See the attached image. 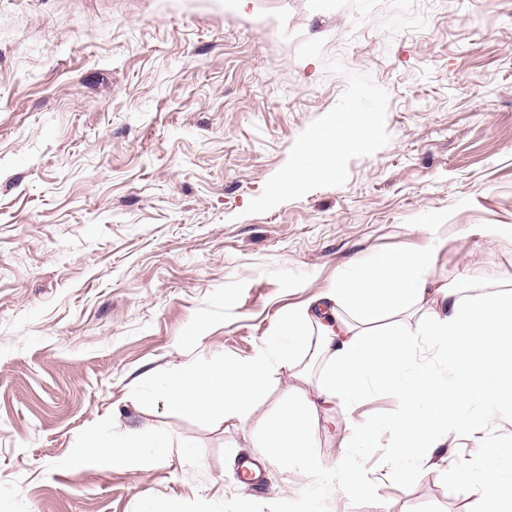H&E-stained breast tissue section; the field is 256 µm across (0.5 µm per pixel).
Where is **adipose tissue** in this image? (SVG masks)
<instances>
[{"label": "adipose tissue", "instance_id": "1", "mask_svg": "<svg viewBox=\"0 0 512 512\" xmlns=\"http://www.w3.org/2000/svg\"><path fill=\"white\" fill-rule=\"evenodd\" d=\"M375 118L369 112L330 116L307 139L291 183L338 178L331 158L342 148L366 142ZM436 251L380 254L308 305L290 310L252 357L233 364L223 356L187 366L165 382L171 405L184 413L222 414L249 425L257 447L276 454L309 476L338 480L345 492L373 496V483L352 472L346 458L324 466L313 453L321 404L356 403L373 386L392 389L401 414L389 466L417 475L421 464L443 448L449 433L469 426L468 408L484 417L512 414V380L502 364L512 363V292L462 298L456 289L430 278ZM420 309V335L438 348L444 367H427L417 354L416 338L400 330L371 334L366 324L385 311ZM419 335V336H420ZM314 346L323 362L312 391L280 395L272 408L256 415L272 369L297 367L302 352ZM168 442L159 434L116 433L97 443L89 466L103 472L126 468L130 456L159 458ZM487 512H505L502 493L512 490V454H497L471 479Z\"/></svg>", "mask_w": 512, "mask_h": 512}]
</instances>
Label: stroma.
<instances>
[{"label": "stroma", "instance_id": "1", "mask_svg": "<svg viewBox=\"0 0 512 512\" xmlns=\"http://www.w3.org/2000/svg\"><path fill=\"white\" fill-rule=\"evenodd\" d=\"M359 110L377 122L341 180L278 192L311 130ZM429 244L461 296L512 288V0H0V512H485L469 475L512 420L407 478L386 472L391 391L321 410L323 462L370 431L371 500L155 389ZM128 431L166 457L77 467Z\"/></svg>", "mask_w": 512, "mask_h": 512}]
</instances>
